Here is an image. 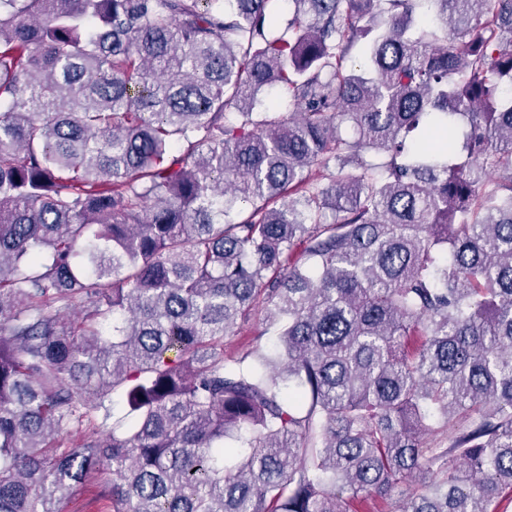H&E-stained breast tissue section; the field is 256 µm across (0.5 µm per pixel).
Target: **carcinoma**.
<instances>
[{
    "instance_id": "cac0c4a2",
    "label": "carcinoma",
    "mask_w": 512,
    "mask_h": 512,
    "mask_svg": "<svg viewBox=\"0 0 512 512\" xmlns=\"http://www.w3.org/2000/svg\"><path fill=\"white\" fill-rule=\"evenodd\" d=\"M273 2L0 0V512L512 500V0ZM264 325L258 322V319L251 322L237 336L224 339V353L230 352H246L260 349H268L272 346L275 336L271 333L265 336H259V332L263 330ZM104 488L99 483L78 486L65 505V512H103Z\"/></svg>"
}]
</instances>
